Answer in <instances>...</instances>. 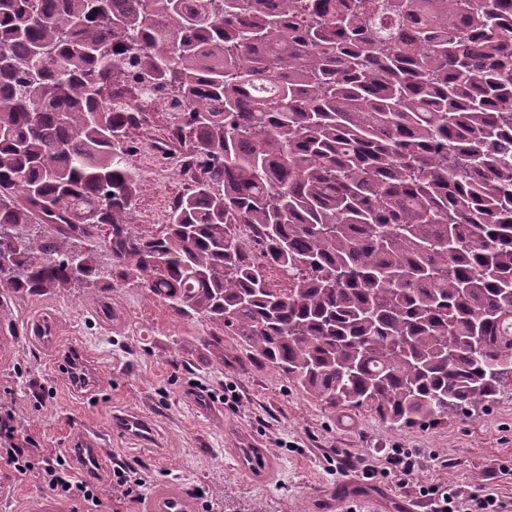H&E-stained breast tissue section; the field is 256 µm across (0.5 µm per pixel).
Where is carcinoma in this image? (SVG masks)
<instances>
[{
    "instance_id": "cac0c4a2",
    "label": "carcinoma",
    "mask_w": 512,
    "mask_h": 512,
    "mask_svg": "<svg viewBox=\"0 0 512 512\" xmlns=\"http://www.w3.org/2000/svg\"><path fill=\"white\" fill-rule=\"evenodd\" d=\"M149 101L192 169L157 234L129 224ZM121 283L340 412L405 428L494 401L512 0H0V325L15 298Z\"/></svg>"
}]
</instances>
